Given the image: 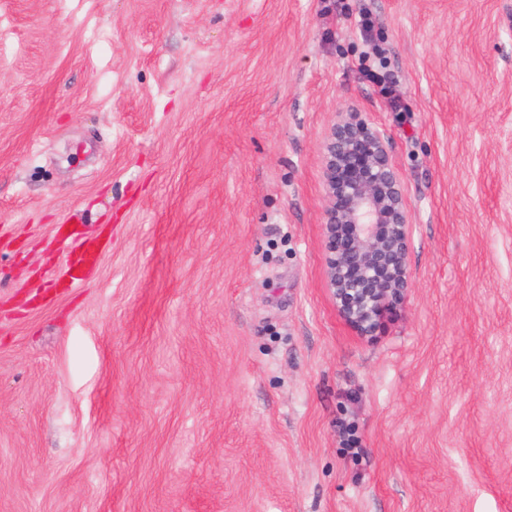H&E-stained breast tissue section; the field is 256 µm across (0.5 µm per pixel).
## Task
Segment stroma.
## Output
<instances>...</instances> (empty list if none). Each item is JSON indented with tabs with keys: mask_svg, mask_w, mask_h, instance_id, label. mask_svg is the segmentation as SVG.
I'll use <instances>...</instances> for the list:
<instances>
[{
	"mask_svg": "<svg viewBox=\"0 0 512 512\" xmlns=\"http://www.w3.org/2000/svg\"><path fill=\"white\" fill-rule=\"evenodd\" d=\"M343 112L413 224L371 339ZM0 512H512V0H0ZM322 147L327 285L359 336H376L413 288L411 216L385 135L343 112Z\"/></svg>",
	"mask_w": 512,
	"mask_h": 512,
	"instance_id": "1",
	"label": "stroma"
}]
</instances>
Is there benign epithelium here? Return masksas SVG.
Instances as JSON below:
<instances>
[{"label":"benign epithelium","mask_w":512,"mask_h":512,"mask_svg":"<svg viewBox=\"0 0 512 512\" xmlns=\"http://www.w3.org/2000/svg\"><path fill=\"white\" fill-rule=\"evenodd\" d=\"M322 157L327 285L342 318L371 337L413 288L401 175L385 135L354 112L330 128Z\"/></svg>","instance_id":"benign-epithelium-1"}]
</instances>
